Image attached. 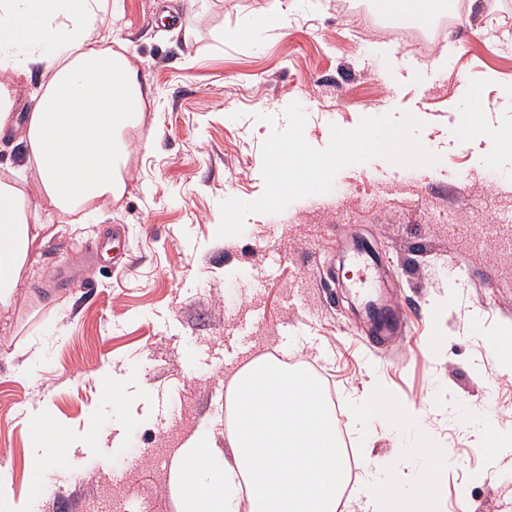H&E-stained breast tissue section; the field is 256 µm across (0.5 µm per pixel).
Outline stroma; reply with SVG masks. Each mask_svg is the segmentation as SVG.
I'll return each instance as SVG.
<instances>
[{"label":"stroma","mask_w":512,"mask_h":512,"mask_svg":"<svg viewBox=\"0 0 512 512\" xmlns=\"http://www.w3.org/2000/svg\"><path fill=\"white\" fill-rule=\"evenodd\" d=\"M165 3L118 0L103 25L158 104L129 133L125 193L86 223L42 232L0 306V496L26 500L38 419L63 430L64 446L34 512H177V450L201 427L223 447L224 389L244 362L271 356L304 361L338 405L356 478L392 468L410 487L423 475L416 447L447 448L445 512H500L512 460L482 478L489 451L471 435L482 408L512 431V381L490 353L512 324V26L497 0H458L445 24L410 40L387 0H372L375 23L337 0H196L173 25ZM260 10L283 27L238 38ZM293 102L314 148L327 147L331 125L408 112L440 160L349 166L330 192L217 237L221 201L261 196L262 145ZM471 121L479 131L458 144L456 127ZM357 239L380 259L375 293L403 326L394 343L377 338L345 269ZM93 250L91 286H54L56 266L83 267ZM373 376L407 403L446 390L456 401L434 408L425 430L365 436L351 405ZM159 395L179 409L167 425Z\"/></svg>","instance_id":"obj_1"}]
</instances>
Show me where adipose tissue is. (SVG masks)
<instances>
[{"mask_svg":"<svg viewBox=\"0 0 512 512\" xmlns=\"http://www.w3.org/2000/svg\"><path fill=\"white\" fill-rule=\"evenodd\" d=\"M109 0H0V135L18 132L22 166L0 176V303L18 285L30 246L47 224L125 188L126 130L141 125L150 86L128 57L103 46ZM40 74L44 90L25 120L13 109L24 81ZM355 411L394 429H425L426 405L372 392ZM423 479L407 488L397 473L360 482L362 512H443L438 473L450 457L428 447Z\"/></svg>","mask_w":512,"mask_h":512,"instance_id":"adipose-tissue-1","label":"adipose tissue"}]
</instances>
